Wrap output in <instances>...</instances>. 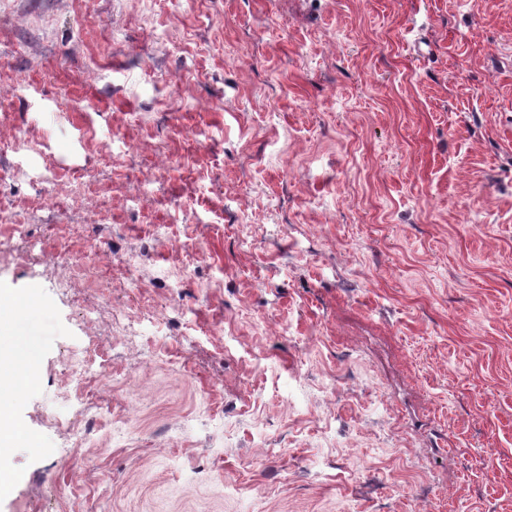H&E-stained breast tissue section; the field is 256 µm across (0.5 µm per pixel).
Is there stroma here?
Returning a JSON list of instances; mask_svg holds the SVG:
<instances>
[{
	"mask_svg": "<svg viewBox=\"0 0 512 512\" xmlns=\"http://www.w3.org/2000/svg\"><path fill=\"white\" fill-rule=\"evenodd\" d=\"M0 290V512H512V0H0ZM28 318L19 313L2 327L0 344V454L19 441L23 431L13 419L11 397L4 395L5 385L13 390L28 386L34 379L39 360V348L35 336L25 327Z\"/></svg>",
	"mask_w": 512,
	"mask_h": 512,
	"instance_id": "1",
	"label": "stroma"
}]
</instances>
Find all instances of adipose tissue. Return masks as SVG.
I'll list each match as a JSON object with an SVG mask.
<instances>
[{
  "mask_svg": "<svg viewBox=\"0 0 512 512\" xmlns=\"http://www.w3.org/2000/svg\"><path fill=\"white\" fill-rule=\"evenodd\" d=\"M26 314H18L0 328V385L11 389L28 386L36 371L39 348L35 336L26 327Z\"/></svg>",
  "mask_w": 512,
  "mask_h": 512,
  "instance_id": "ef3b65f1",
  "label": "adipose tissue"
}]
</instances>
